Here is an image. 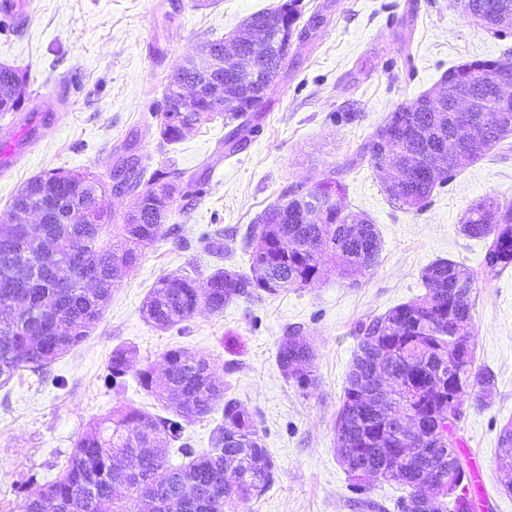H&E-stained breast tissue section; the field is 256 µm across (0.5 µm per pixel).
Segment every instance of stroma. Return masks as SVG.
Instances as JSON below:
<instances>
[{"label":"stroma","instance_id":"obj_1","mask_svg":"<svg viewBox=\"0 0 512 512\" xmlns=\"http://www.w3.org/2000/svg\"><path fill=\"white\" fill-rule=\"evenodd\" d=\"M282 0H24L18 17L0 27V64L27 77L29 100L16 116L0 118V151L17 157L0 172V212L29 178L56 169H87L108 189L102 203L123 213L129 197L112 188L114 151L123 140L149 169L202 173L209 193L188 211L172 208L183 245L162 238L146 247L137 269L117 287L86 340L60 355L44 376L23 370L0 386V512H18L24 494L56 478L90 420L124 400L153 414L162 403L130 383L124 396L103 382L113 348L135 344V368L160 362L180 347L208 356L229 396L263 415V439L276 470L260 498L235 512H397L396 483L376 485L375 508L357 504L337 461L334 422L357 344L360 322L425 294L423 269L439 259L479 272L484 241L466 237L468 205L488 193L512 203V137L436 189L421 212L390 203L383 181L353 151L384 124L395 107L433 88L449 68L473 58L512 55V34L500 38L472 22L459 0H301L303 19L322 22L295 44L277 83L266 93L262 134L225 156L227 132L216 119L166 145L156 112L171 74L190 67L200 47L228 39L256 12ZM355 120H335L338 112ZM41 120L37 141L30 127ZM346 167L344 204L376 225L382 249L360 286L335 269L314 285L240 299L223 312L198 311L185 330L150 326L140 308L163 275L196 269L206 279L224 265L245 267L243 235L274 203L284 184L312 185ZM235 230L229 252L207 254L200 234ZM478 366L495 387L486 404L467 400L463 452L483 468L491 512H512L500 483V430L512 420V271L482 284L474 309ZM312 343L315 388L303 391L277 362L288 326Z\"/></svg>","mask_w":512,"mask_h":512}]
</instances>
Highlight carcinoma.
I'll return each mask as SVG.
<instances>
[{
    "mask_svg": "<svg viewBox=\"0 0 512 512\" xmlns=\"http://www.w3.org/2000/svg\"><path fill=\"white\" fill-rule=\"evenodd\" d=\"M300 0L251 15L244 26H265L279 19L288 31L306 39L298 28ZM470 17L484 20L497 37L512 31V0H461ZM278 42L255 47L265 68L288 66ZM512 68V58H474L448 69L437 87L410 104L397 106L370 138L359 145L349 166L367 163L384 175L389 201L398 209L421 212L437 187L454 180L464 160H479L512 135V97L498 94L495 74ZM225 70L210 73L191 68L177 72L164 86L159 109L160 136L167 144L213 119L214 85L229 89ZM470 101L482 139L472 143L464 133L460 95ZM26 79L14 67L0 65V116L22 111ZM240 104L224 113L234 129L228 146L241 137H256L262 126L255 112L262 98L238 91ZM121 165L113 171L116 188L131 203L116 216L101 203L105 184L88 171L52 169L30 178L0 216V383L24 369L43 373L59 355L80 345L99 321L112 288L135 271L142 248L163 236L179 237L167 227L158 204L182 185L181 199L196 201L210 191V179L164 168L145 177L147 166L121 146ZM342 171L312 186L287 184L277 200L251 225L244 239L249 268L214 269L200 282L184 273L159 278L142 305L144 318L160 330L182 325L206 308L221 313L244 298L276 295L305 288L324 274L330 257L338 274L356 288L378 262L381 239L366 215L346 210ZM318 203L321 215L310 217ZM37 217V226L30 224ZM463 233L488 241L481 271L438 259L422 280L427 292L383 316L361 323L357 349L346 378L336 425V454L363 498L377 484L398 482L408 488L397 499L399 512H448L453 487L464 497L453 512H471L474 483L471 463L463 454L460 422L470 396L483 402L494 386L493 375L476 366L473 295L512 268V203L488 194L466 210ZM203 249L222 256L224 231L200 236ZM137 356L132 344L112 350L106 384L117 395L127 390L126 376ZM316 353L300 327L286 330L276 361L301 389L316 383ZM163 381H154V366L139 369L140 388L170 404V415L152 414L128 404L89 424L79 436L56 479L31 492L22 512H234L238 504L262 496L273 484L275 464L258 427V414L227 395L208 357L184 348L163 356ZM223 407L210 445L198 452L184 440L186 425ZM178 444L182 461L174 463L163 446ZM457 449V460L437 453ZM501 484L512 492V420L502 429L497 448Z\"/></svg>",
    "mask_w": 512,
    "mask_h": 512,
    "instance_id": "obj_1",
    "label": "carcinoma"
}]
</instances>
